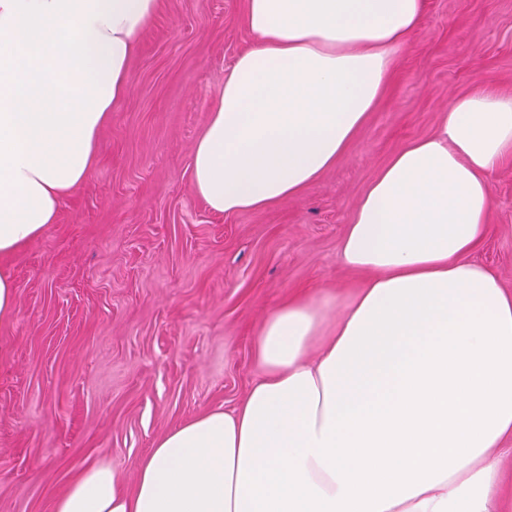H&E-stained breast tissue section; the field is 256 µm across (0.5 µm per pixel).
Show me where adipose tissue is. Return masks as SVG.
<instances>
[{
	"label": "adipose tissue",
	"instance_id": "obj_1",
	"mask_svg": "<svg viewBox=\"0 0 512 512\" xmlns=\"http://www.w3.org/2000/svg\"><path fill=\"white\" fill-rule=\"evenodd\" d=\"M162 0H0V263L56 223L90 177ZM424 0H246L231 65L191 154L217 213L298 196L383 95ZM512 155V97L453 99L398 150L339 243L369 273L319 335L330 300L288 299L254 340L245 400L171 430L133 492L83 470L53 512H506L512 451V289L472 252L487 175Z\"/></svg>",
	"mask_w": 512,
	"mask_h": 512
}]
</instances>
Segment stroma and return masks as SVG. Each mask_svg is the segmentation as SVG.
<instances>
[{
	"label": "stroma",
	"instance_id": "obj_1",
	"mask_svg": "<svg viewBox=\"0 0 512 512\" xmlns=\"http://www.w3.org/2000/svg\"><path fill=\"white\" fill-rule=\"evenodd\" d=\"M245 0H163L130 62V91L98 164L57 223L8 262L0 326V512H52L85 468L124 490L155 443L259 376L253 338L299 292L363 282L338 246L359 200L404 145L475 85L512 96V0H426L387 89L333 168L298 197L233 215L195 194L190 155L232 62L251 44ZM473 258L512 289V158Z\"/></svg>",
	"mask_w": 512,
	"mask_h": 512
}]
</instances>
